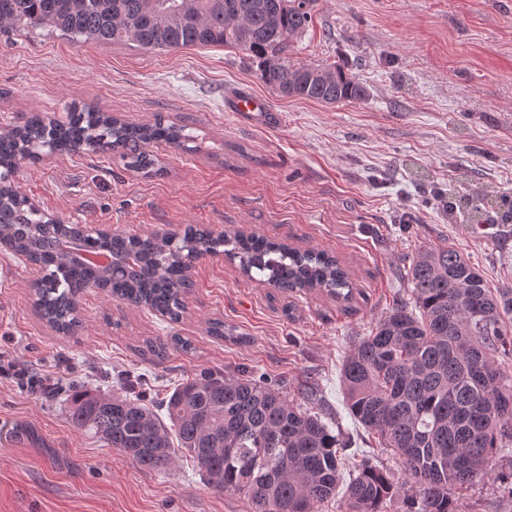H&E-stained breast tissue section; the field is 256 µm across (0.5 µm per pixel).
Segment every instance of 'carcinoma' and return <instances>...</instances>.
<instances>
[{"label":"carcinoma","instance_id":"carcinoma-1","mask_svg":"<svg viewBox=\"0 0 512 512\" xmlns=\"http://www.w3.org/2000/svg\"><path fill=\"white\" fill-rule=\"evenodd\" d=\"M315 0H0V28L38 26L76 41L134 44L147 51L222 46L245 54L257 78L283 97L327 104L363 99L366 88L341 65L300 63L291 48L312 22ZM107 139L127 166L149 172L147 147L178 146L183 128L161 118L138 124L90 107H75L58 126L31 116L0 129V168L15 171L47 144L79 153ZM0 236L45 269L33 305L58 334L80 327L79 300L88 288L179 321L186 312L193 263L222 255L251 280L280 293L319 290L347 304L354 287L333 255L289 248L243 231L142 237L117 231L88 238L76 224L42 225L15 193L0 197ZM106 252L101 268L63 248ZM412 303L396 304L375 331L358 341L341 368L348 410L396 457L415 493L406 512H456L448 487H468L494 471L496 450L512 444V289L497 293L462 253L427 248L410 259ZM303 405L242 374L206 373L177 384L161 414L140 394L71 395V424L136 465L162 471L181 455L207 485L241 495L252 512H316L333 498L348 438L334 434L314 391ZM391 474L359 464L346 489L347 512H383L400 492Z\"/></svg>","mask_w":512,"mask_h":512}]
</instances>
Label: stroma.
Wrapping results in <instances>:
<instances>
[{
    "mask_svg": "<svg viewBox=\"0 0 512 512\" xmlns=\"http://www.w3.org/2000/svg\"><path fill=\"white\" fill-rule=\"evenodd\" d=\"M292 57L348 65L366 99L279 96L224 47L157 52L41 28L0 32V127L77 104L141 123L160 116L186 135L178 147L151 146L159 165L149 174L111 152L22 162L20 193L69 224L139 235L244 228L321 250L356 290L349 305L281 295L207 257L192 270L182 322L91 288L77 335L61 336L33 310V267L0 252V348L57 387L36 394L0 377V512H250L243 497L208 487L189 458L144 471L70 424L72 386L116 393L127 372L156 400L209 371L260 378L296 403L320 390L353 446L317 512H344L361 459L404 482L395 457L350 416L340 369L393 305L410 301L407 269L421 249L453 247L490 288L512 289V0H316ZM241 93L265 100L278 121L230 112ZM437 189L452 208L434 200ZM215 319L235 335L210 336ZM174 335L192 352L147 351L146 341ZM449 495L458 512H512V489L493 475Z\"/></svg>",
    "mask_w": 512,
    "mask_h": 512,
    "instance_id": "obj_1",
    "label": "stroma"
}]
</instances>
